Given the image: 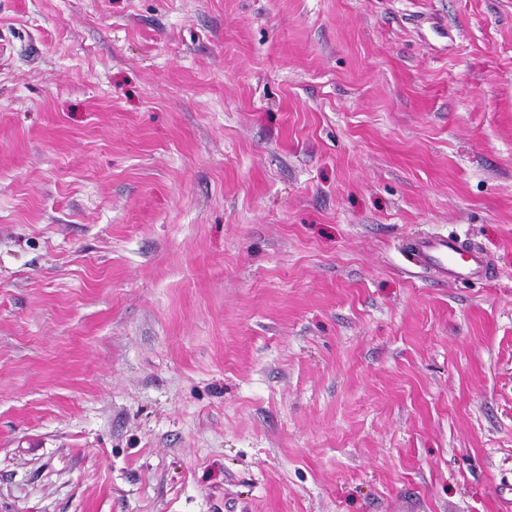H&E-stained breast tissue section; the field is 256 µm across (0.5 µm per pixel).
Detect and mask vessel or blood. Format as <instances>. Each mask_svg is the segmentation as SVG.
Returning <instances> with one entry per match:
<instances>
[{
	"label": "vessel or blood",
	"instance_id": "b4317fda",
	"mask_svg": "<svg viewBox=\"0 0 512 512\" xmlns=\"http://www.w3.org/2000/svg\"><path fill=\"white\" fill-rule=\"evenodd\" d=\"M411 259L434 269L445 281L490 280L495 269L486 253L470 242L445 236H423L412 241Z\"/></svg>",
	"mask_w": 512,
	"mask_h": 512
}]
</instances>
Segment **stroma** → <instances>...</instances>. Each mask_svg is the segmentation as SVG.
Here are the masks:
<instances>
[{"instance_id":"35a3bbf8","label":"stroma","mask_w":512,"mask_h":512,"mask_svg":"<svg viewBox=\"0 0 512 512\" xmlns=\"http://www.w3.org/2000/svg\"><path fill=\"white\" fill-rule=\"evenodd\" d=\"M0 512H512V0H0ZM409 255L415 263L433 268L445 281H488L495 275L486 253L460 238L419 237L410 244Z\"/></svg>"}]
</instances>
